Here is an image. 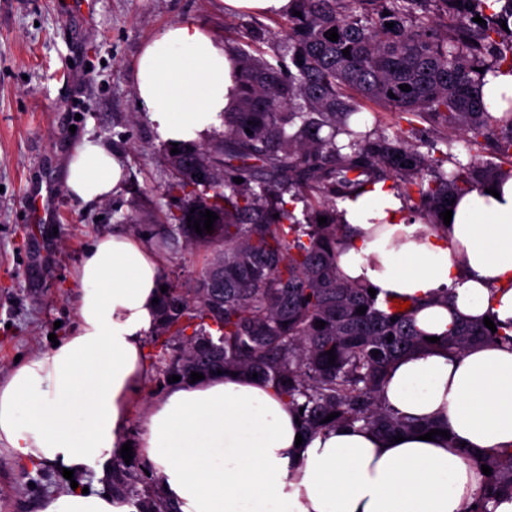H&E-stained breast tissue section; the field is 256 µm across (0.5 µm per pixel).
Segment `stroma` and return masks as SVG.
<instances>
[{"instance_id":"35a3bbf8","label":"stroma","mask_w":512,"mask_h":512,"mask_svg":"<svg viewBox=\"0 0 512 512\" xmlns=\"http://www.w3.org/2000/svg\"><path fill=\"white\" fill-rule=\"evenodd\" d=\"M200 23L236 53L245 38L266 58L283 53L277 19L230 14L221 0H0V378L16 357L48 351L49 334L76 322L70 281L101 235L160 232L148 215L179 214L170 191V145L134 90L143 45L166 26ZM123 154L124 188L85 203L63 182L66 156L84 136ZM206 252L176 238L161 252V281L190 287ZM93 473L65 479L0 449V512H38L43 499Z\"/></svg>"}]
</instances>
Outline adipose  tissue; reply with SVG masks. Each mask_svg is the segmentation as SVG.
<instances>
[{"label":"adipose tissue","mask_w":512,"mask_h":512,"mask_svg":"<svg viewBox=\"0 0 512 512\" xmlns=\"http://www.w3.org/2000/svg\"><path fill=\"white\" fill-rule=\"evenodd\" d=\"M223 44L192 21L171 25L138 57L134 88L159 137L205 138L240 91ZM126 180L120 152L84 137L64 170L69 193L96 202ZM387 184L343 204L341 274L376 288L378 301L414 307L434 342L388 368L384 405L431 421L448 437L402 442L354 425L302 432L286 399L259 380L224 373L170 388L144 418L139 453L180 512H464L486 478L473 456L512 448V341L453 354L438 338L465 321L512 323V178L478 188L453 211L447 236L402 219ZM77 322L68 336L0 380V444L21 464L105 476L126 441L149 369L161 261L123 233L98 239L73 275ZM447 300H438V293ZM38 512H132L102 492L69 490Z\"/></svg>","instance_id":"adipose-tissue-1"}]
</instances>
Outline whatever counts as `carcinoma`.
<instances>
[{
  "instance_id": "1",
  "label": "carcinoma",
  "mask_w": 512,
  "mask_h": 512,
  "mask_svg": "<svg viewBox=\"0 0 512 512\" xmlns=\"http://www.w3.org/2000/svg\"><path fill=\"white\" fill-rule=\"evenodd\" d=\"M294 2L302 16L288 14L276 33L290 65L238 50L240 91L224 113V132L207 145L180 143V153L168 155L169 188L183 193L184 205L165 217L156 246L163 250L179 235L210 256L193 287L162 295L153 327V336L165 337L159 374L188 381L193 371L206 378L219 370L255 373L303 411L310 434L357 423L397 434L412 423L384 406L385 373L396 357L427 343L412 309H384L368 287L341 274L337 201L390 180L404 208L442 229L439 214L451 200L512 177V99H480L487 77L512 75V0ZM332 28L335 42L324 36ZM404 84L411 90H401ZM369 102L409 129L391 135L377 119L362 130ZM423 118L449 136L415 143ZM457 135L472 151L466 164L453 152ZM300 202L301 220L294 214ZM205 209L218 219L213 231L198 234L187 216L202 223ZM320 216L327 224H318ZM501 336L471 322L448 331L444 343L461 353ZM477 464L491 475L476 508L465 512H489L497 494L512 495L511 450L485 453ZM112 497L136 512H179L134 459H112Z\"/></svg>"
}]
</instances>
